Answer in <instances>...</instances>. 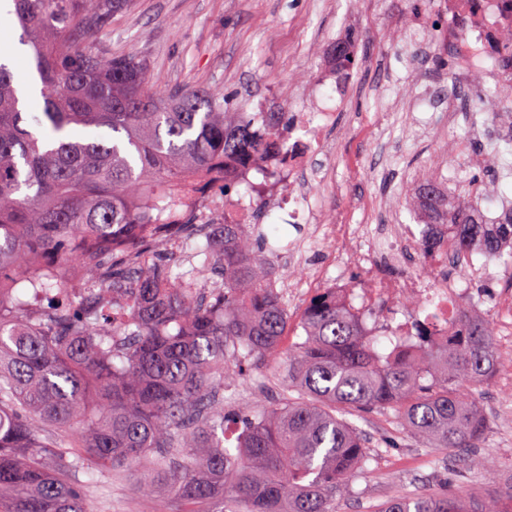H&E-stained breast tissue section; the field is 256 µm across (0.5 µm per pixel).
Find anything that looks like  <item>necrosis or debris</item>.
Listing matches in <instances>:
<instances>
[{
  "label": "necrosis or debris",
  "mask_w": 512,
  "mask_h": 512,
  "mask_svg": "<svg viewBox=\"0 0 512 512\" xmlns=\"http://www.w3.org/2000/svg\"><path fill=\"white\" fill-rule=\"evenodd\" d=\"M448 7L451 33L465 40L464 60L468 68L484 72L495 90L512 89V46L504 38L512 32V0H443ZM332 116L315 105L295 112L290 131L297 151L288 158L292 177L285 189L267 195L260 176L261 162L229 161L202 179L204 188L227 181L246 185L249 204L235 211L238 219H248L253 206L271 204L286 224H313V216L303 204L304 193L296 173L309 170L310 154L322 142V132ZM316 233L336 240L338 271L327 275L322 265L310 262L305 248L290 250L288 259L301 261L304 292L324 294L346 310L360 316L370 335L386 339L395 349H418V326L433 323V340L438 344L456 341L465 315L478 319L501 317V335L512 339V292L478 291L468 281L448 275L452 263L448 251L435 253L433 277L421 275L412 259L422 251V229L415 224H377L364 229L358 224H313ZM406 299L421 303L418 313H398L396 305Z\"/></svg>",
  "instance_id": "obj_1"
}]
</instances>
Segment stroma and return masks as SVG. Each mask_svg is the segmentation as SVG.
I'll list each match as a JSON object with an SVG mask.
<instances>
[{
  "instance_id": "1",
  "label": "stroma",
  "mask_w": 512,
  "mask_h": 512,
  "mask_svg": "<svg viewBox=\"0 0 512 512\" xmlns=\"http://www.w3.org/2000/svg\"><path fill=\"white\" fill-rule=\"evenodd\" d=\"M351 32L361 38L356 66L335 84L316 86L321 57ZM102 43L146 55L156 90L224 92L240 112L262 111L272 100L289 114L316 90L334 113L326 148L314 159L328 174L309 201L320 224L414 223L408 200L422 175L456 189L463 155L512 137L504 115L491 118L470 106L475 97L493 95L483 75L438 66V54L455 44L439 0H132L130 10L113 17ZM453 84L464 92L455 111L426 104L430 93H447ZM475 175L485 193H494L479 196L478 206L488 218L499 217L512 206V169L491 162ZM287 393L284 370L266 369L260 381L235 380L224 408L260 412ZM475 397L491 425L471 452L427 448L386 414L353 417L368 438V460L350 475L337 512H377L386 498L429 491L467 488L479 501L499 498L512 480V365ZM471 455L494 472L493 481L470 486ZM68 479L83 488L95 512H175L172 496L161 489L142 495L129 470L119 480L85 470Z\"/></svg>"
}]
</instances>
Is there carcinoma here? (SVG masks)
<instances>
[{
	"label": "carcinoma",
	"instance_id": "carcinoma-1",
	"mask_svg": "<svg viewBox=\"0 0 512 512\" xmlns=\"http://www.w3.org/2000/svg\"><path fill=\"white\" fill-rule=\"evenodd\" d=\"M4 27L20 29L44 106L24 112L0 63V285L55 288L53 269L77 256L90 301L60 296L30 315L0 305V512H92L66 479L73 468H132L143 494L164 486L180 512H336L367 441L347 416L390 414L431 448H476L489 418L473 391L506 361L483 320L454 345L415 355L378 353L362 324L325 296L309 301L288 340V310L258 227L224 218L223 243L196 268L171 274L168 241L211 236L184 224L193 175L256 152L288 163V124L266 112L241 121L234 99L205 88L156 94L146 56L109 51L100 33L130 0H13ZM356 41L336 43L342 68ZM417 222L426 251L448 236L461 254L500 259L512 211L487 224L471 185L455 199L424 177ZM151 262L114 245L147 234ZM288 366L292 390L256 416L224 412L227 360ZM53 426L42 437L36 423ZM69 445L74 452L64 449ZM378 512H501L467 495L397 496Z\"/></svg>",
	"mask_w": 512,
	"mask_h": 512
}]
</instances>
